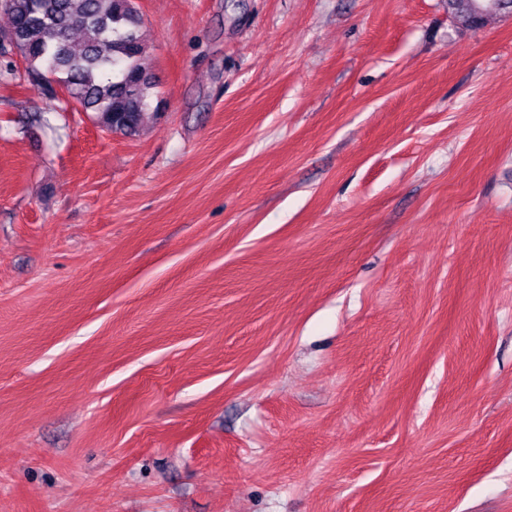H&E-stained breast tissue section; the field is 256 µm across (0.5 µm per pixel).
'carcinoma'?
<instances>
[{"instance_id":"carcinoma-1","label":"carcinoma","mask_w":512,"mask_h":512,"mask_svg":"<svg viewBox=\"0 0 512 512\" xmlns=\"http://www.w3.org/2000/svg\"><path fill=\"white\" fill-rule=\"evenodd\" d=\"M0 10L11 18L10 47L0 52L1 82L15 77L13 56H19L29 78L63 85L101 128L129 135L139 130L156 84L140 63L145 44L137 0H0ZM510 11L512 0H448V13L463 28Z\"/></svg>"}]
</instances>
